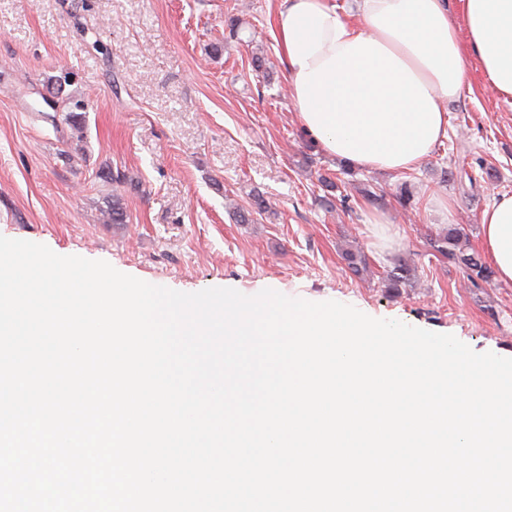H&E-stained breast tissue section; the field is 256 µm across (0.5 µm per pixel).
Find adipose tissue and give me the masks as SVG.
Masks as SVG:
<instances>
[{"mask_svg":"<svg viewBox=\"0 0 512 512\" xmlns=\"http://www.w3.org/2000/svg\"><path fill=\"white\" fill-rule=\"evenodd\" d=\"M288 94L322 150L353 167L409 171L448 134L467 63L512 98V0H281L275 15ZM484 251L512 283V195L481 214Z\"/></svg>","mask_w":512,"mask_h":512,"instance_id":"obj_1","label":"adipose tissue"}]
</instances>
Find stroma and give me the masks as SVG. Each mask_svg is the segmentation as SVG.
Listing matches in <instances>:
<instances>
[{
  "label": "stroma",
  "instance_id": "35a3bbf8",
  "mask_svg": "<svg viewBox=\"0 0 512 512\" xmlns=\"http://www.w3.org/2000/svg\"><path fill=\"white\" fill-rule=\"evenodd\" d=\"M277 8L278 0H0V235L181 292L270 288L335 300L511 357L512 283L473 287L429 240L452 225L480 249L482 211L512 195V100L469 60L471 89L449 104L447 137L415 170L343 167L290 103ZM64 66L76 74L69 93L90 103L80 143L63 105L51 103L49 81ZM104 168L131 184L99 178ZM325 176L335 188L322 185ZM258 195L267 211H253ZM116 196L123 224L106 217ZM242 211L250 223H238ZM353 249L368 262L360 276L344 259ZM399 258L415 277L389 294L381 279Z\"/></svg>",
  "mask_w": 512,
  "mask_h": 512
}]
</instances>
